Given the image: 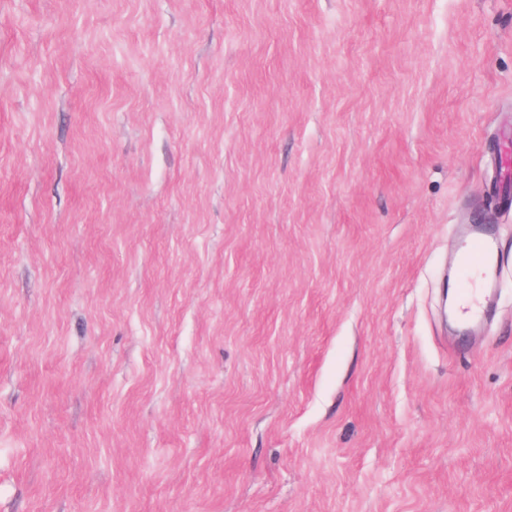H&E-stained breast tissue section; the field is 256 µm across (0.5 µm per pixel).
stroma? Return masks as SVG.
<instances>
[{
	"label": "stroma",
	"mask_w": 512,
	"mask_h": 512,
	"mask_svg": "<svg viewBox=\"0 0 512 512\" xmlns=\"http://www.w3.org/2000/svg\"><path fill=\"white\" fill-rule=\"evenodd\" d=\"M504 149L512 0H0V512H512ZM499 248L496 238L489 233H481L470 241V249L463 256L460 269L464 275L471 266L478 269V273L484 275V289L487 295L493 269L499 262ZM466 282V289L460 298L459 322L463 325L483 319L486 313V308L483 307L482 302L477 298V288H474V276L472 274L468 275Z\"/></svg>",
	"instance_id": "1"
}]
</instances>
